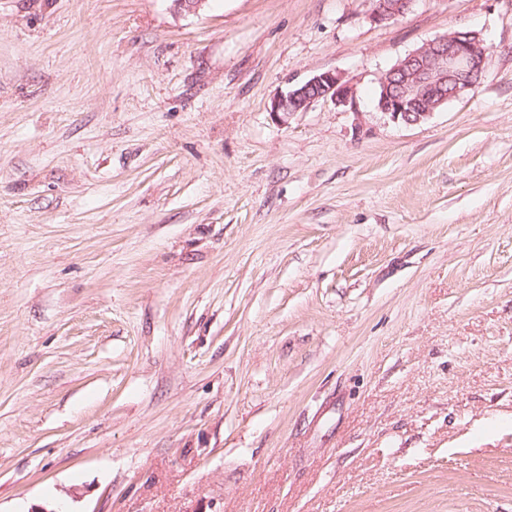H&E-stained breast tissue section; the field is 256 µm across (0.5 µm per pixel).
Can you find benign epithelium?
I'll list each match as a JSON object with an SVG mask.
<instances>
[{
    "label": "benign epithelium",
    "instance_id": "7a95c632",
    "mask_svg": "<svg viewBox=\"0 0 512 512\" xmlns=\"http://www.w3.org/2000/svg\"><path fill=\"white\" fill-rule=\"evenodd\" d=\"M414 0H373L375 23L405 15ZM489 48L476 31H455L429 41L399 59L379 78L377 108L396 124L417 125L449 101L476 88L486 71ZM353 101L348 80L334 71L313 75L273 97L270 113L282 125L319 101Z\"/></svg>",
    "mask_w": 512,
    "mask_h": 512
}]
</instances>
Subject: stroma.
<instances>
[{"instance_id": "1", "label": "stroma", "mask_w": 512, "mask_h": 512, "mask_svg": "<svg viewBox=\"0 0 512 512\" xmlns=\"http://www.w3.org/2000/svg\"><path fill=\"white\" fill-rule=\"evenodd\" d=\"M371 10L0 0V512H512V0ZM414 0H373V9L370 14L375 23H385L405 15ZM488 52L477 31H455L425 43L379 78L378 110L392 123L425 122L448 101L476 88ZM332 101L345 105L353 101V88L348 80L336 71H324L286 92H280L271 101L270 113L284 125L299 112L307 111L319 101Z\"/></svg>"}]
</instances>
